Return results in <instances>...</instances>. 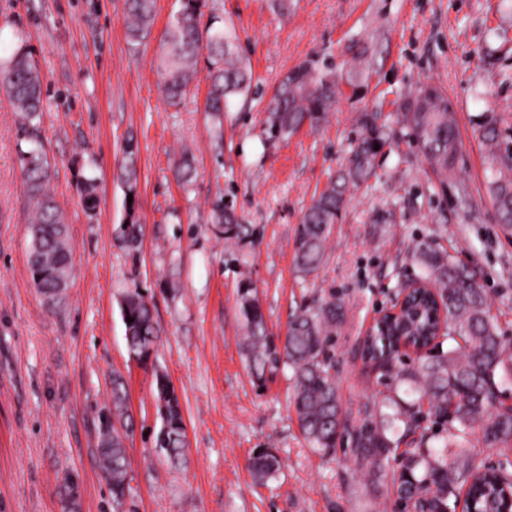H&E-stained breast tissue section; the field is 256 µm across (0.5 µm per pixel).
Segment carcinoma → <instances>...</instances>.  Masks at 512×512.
Instances as JSON below:
<instances>
[{
    "mask_svg": "<svg viewBox=\"0 0 512 512\" xmlns=\"http://www.w3.org/2000/svg\"><path fill=\"white\" fill-rule=\"evenodd\" d=\"M207 0H181V9L159 41L157 68L166 98L178 105L192 92L200 60H206L209 91L204 111L219 114L229 98L248 96L252 74L238 51L231 28L214 24L201 27ZM156 0H126L124 24L128 38L140 43L151 34ZM0 90L13 101L21 122L18 139L29 144L19 162L28 197L33 205L30 220L29 270L33 287L48 301L61 299L72 272V248L63 212L46 187L50 162L41 137L42 81L30 53L17 49L0 56ZM336 81L302 65L280 82L266 107L273 138L285 137L304 122L316 125L336 104ZM410 137L427 161L448 175L456 155L454 112L438 89L426 87L405 114ZM503 115H491L479 125V139L488 144V189L498 223L512 230V135L502 136ZM361 135L348 166L331 179L304 211L295 231L294 254L299 277L316 275L326 257L332 226L342 215L349 187L366 182L384 132L376 117L359 118ZM210 221L224 241L240 251L259 241L256 229L240 223L235 206L217 197ZM141 232L135 214L120 225L119 236L133 245ZM412 257L422 269L421 282L429 285L405 299L400 314L376 324L361 350V358L380 369L389 394L379 402H366L356 420L343 413L334 374V340L343 327V300L332 294L313 307L295 312L286 336L268 333L258 292L248 278L240 280L237 308L244 329L242 346L250 374L258 385L287 367L294 379L293 406L304 440L317 452L336 453L337 444L348 445L355 464L370 471L381 466L410 433L422 427V403L441 425L437 432H423L417 447L404 452L410 477L397 485L396 495L412 502L415 512H512V463L487 466L469 448L474 433L486 447L512 454V405L500 400V386L512 381V341L499 333L479 273L453 255L428 245L417 246ZM122 317L130 352L149 361L161 329L153 304L137 290L123 295ZM433 345L436 354L408 363L400 344ZM405 385L416 395L413 403L398 394ZM126 394L120 378L112 380V408L103 414L99 464L110 481L112 505L122 508L131 487L128 481L124 440L133 421L124 411ZM156 401L161 426L156 447L171 459L185 453L186 429L179 397L168 380L156 377ZM263 479L275 477L279 457L260 449L251 459Z\"/></svg>",
    "mask_w": 512,
    "mask_h": 512,
    "instance_id": "cac0c4a2",
    "label": "carcinoma"
}]
</instances>
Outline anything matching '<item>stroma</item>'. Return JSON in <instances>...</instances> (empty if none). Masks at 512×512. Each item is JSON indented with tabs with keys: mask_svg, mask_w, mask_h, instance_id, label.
<instances>
[{
	"mask_svg": "<svg viewBox=\"0 0 512 512\" xmlns=\"http://www.w3.org/2000/svg\"><path fill=\"white\" fill-rule=\"evenodd\" d=\"M125 0H0V47H24L43 80L42 135L48 190L67 217L73 275L48 306L27 263L30 211L18 160L19 114L0 91V512H113L97 459L100 412L112 379L129 391L134 432L126 442L131 494L124 512H377L402 472L354 466L350 451L313 452L291 403L292 372L253 383L241 351L237 285H256L271 334L329 293L347 318L336 336V385L344 412L381 399L380 373L359 348L396 285L418 279L408 255L442 245L482 276L505 335L512 336V232L487 185L486 150L474 130L512 114V0H208L205 16L234 28L253 90L233 98L223 125L202 101L167 104L155 54L180 0H156L151 36L131 44ZM336 77L341 94L318 125L273 141L265 108L277 84L301 65ZM443 90L456 114L458 151L437 176L413 143L403 114L423 86ZM378 115L388 142L367 183L350 190L315 278L294 268V235L315 193L346 165L361 130ZM134 140L137 151L123 147ZM189 154L194 174L173 165ZM137 173L135 196L121 179ZM94 183L95 209L84 204ZM232 195L254 247L231 255L208 219L213 199ZM392 211L388 224L377 214ZM142 226L137 248L117 228ZM154 305L162 337L149 362L130 353L120 314L126 290ZM164 373L183 408L188 449L181 462L155 446L160 428L155 375ZM282 460L272 480L249 467L258 449Z\"/></svg>",
	"mask_w": 512,
	"mask_h": 512,
	"instance_id": "1",
	"label": "stroma"
}]
</instances>
